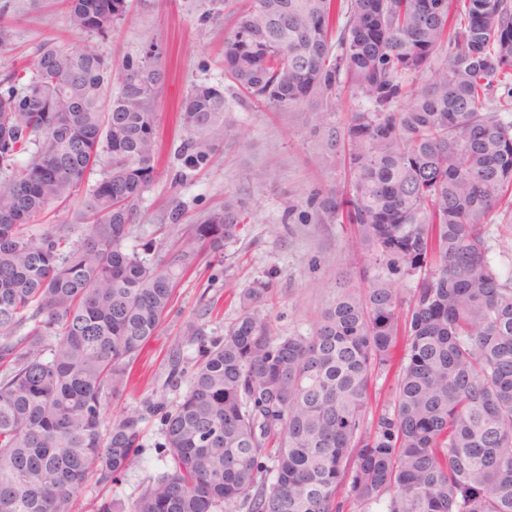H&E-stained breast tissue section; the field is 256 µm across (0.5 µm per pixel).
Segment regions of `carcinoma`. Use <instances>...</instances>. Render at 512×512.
<instances>
[{
	"instance_id": "cac0c4a2",
	"label": "carcinoma",
	"mask_w": 512,
	"mask_h": 512,
	"mask_svg": "<svg viewBox=\"0 0 512 512\" xmlns=\"http://www.w3.org/2000/svg\"><path fill=\"white\" fill-rule=\"evenodd\" d=\"M60 2L72 29L103 38L129 7ZM201 5L202 20L231 21L232 93L192 87L184 165L210 164L233 99L307 120V103L349 96L359 109L343 129L312 115L342 143L347 186L311 194L304 215L351 225L378 274L307 336L273 332L261 281L224 335L188 323L193 365L177 352L168 375L186 391L152 406L169 467L129 510L103 500L96 512H512V279L486 222L512 193V0ZM159 58L151 44L126 59L110 94L101 54L46 39L0 93V512H73L89 477L127 469L144 417L108 425L106 402L128 389L180 272L223 254L247 220L227 193L165 260L127 250L157 170ZM82 190L77 224L27 235ZM396 280L412 284L407 299ZM396 364L391 402L366 419L373 378Z\"/></svg>"
}]
</instances>
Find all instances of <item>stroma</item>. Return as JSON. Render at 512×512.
Instances as JSON below:
<instances>
[{
	"mask_svg": "<svg viewBox=\"0 0 512 512\" xmlns=\"http://www.w3.org/2000/svg\"><path fill=\"white\" fill-rule=\"evenodd\" d=\"M198 0H130L128 14L112 36L101 39L69 28L57 0H0V19L8 24L0 43V75L21 63H31L37 46L55 38L79 50L87 46L102 53L118 77L123 60L137 56L148 43L161 50L165 72L153 110L156 137L162 147L160 174L148 186L139 206L126 247L142 250L154 239L159 225L179 212L180 227L198 223L233 193L243 199L249 219L236 243L225 254H204L177 281L172 307L157 334L146 344L132 368V384L119 399L109 400L107 417L142 413L143 448L140 455L109 485L88 483L78 496L75 512H95L101 500L129 507L142 489L165 472L169 457L164 448L159 416L152 403L175 405L183 388L168 384L169 357L180 351L183 367H191L193 346L183 338L186 322L205 324L220 335L240 314L239 295L253 282H269L262 305L275 333L311 332L323 312L346 288L351 258L348 225L286 224L289 201L315 191L340 189L345 169L339 157L329 155L321 129L302 123L296 112H261L232 105L234 136L248 149L220 144L212 163L202 169L184 166L176 112L190 88L207 83L222 89L229 82L222 65L224 35L229 22H201ZM266 169L274 180L256 186L254 174ZM488 244L502 278L512 277V206L502 205L488 218ZM144 250V249H143Z\"/></svg>",
	"mask_w": 512,
	"mask_h": 512,
	"instance_id": "obj_1",
	"label": "stroma"
}]
</instances>
